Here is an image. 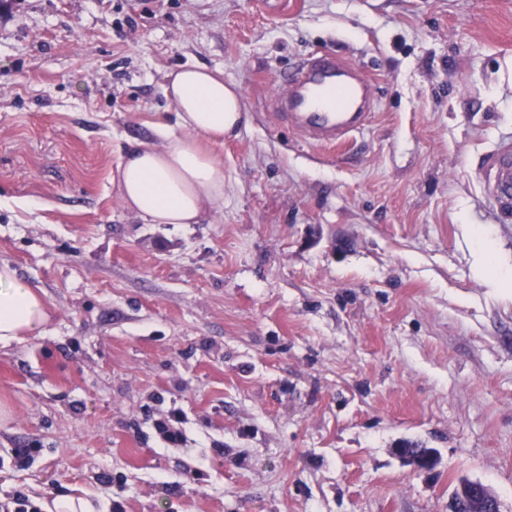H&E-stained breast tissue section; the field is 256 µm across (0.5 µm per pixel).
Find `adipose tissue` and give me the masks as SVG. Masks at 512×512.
I'll return each mask as SVG.
<instances>
[{
    "label": "adipose tissue",
    "instance_id": "adipose-tissue-1",
    "mask_svg": "<svg viewBox=\"0 0 512 512\" xmlns=\"http://www.w3.org/2000/svg\"><path fill=\"white\" fill-rule=\"evenodd\" d=\"M173 125L155 143L132 144L112 182L125 208L151 224H199L224 206V160L216 148L242 125L239 92L221 70L195 65L169 75ZM45 305L14 269L0 262V344L41 333Z\"/></svg>",
    "mask_w": 512,
    "mask_h": 512
}]
</instances>
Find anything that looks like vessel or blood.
<instances>
[{
	"instance_id": "vessel-or-blood-1",
	"label": "vessel or blood",
	"mask_w": 512,
	"mask_h": 512,
	"mask_svg": "<svg viewBox=\"0 0 512 512\" xmlns=\"http://www.w3.org/2000/svg\"><path fill=\"white\" fill-rule=\"evenodd\" d=\"M272 120L299 131L319 147L346 142L373 116L370 81L363 70L339 56L311 57L283 78ZM488 195L502 214L512 213V140L503 139L485 162Z\"/></svg>"
}]
</instances>
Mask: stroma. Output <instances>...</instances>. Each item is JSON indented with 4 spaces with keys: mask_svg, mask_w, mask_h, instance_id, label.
<instances>
[{
    "mask_svg": "<svg viewBox=\"0 0 512 512\" xmlns=\"http://www.w3.org/2000/svg\"><path fill=\"white\" fill-rule=\"evenodd\" d=\"M316 51L376 82L344 148L269 117ZM192 64L246 111L224 207L147 224L111 175ZM508 134L512 0H0V261L49 312L0 346V506L449 512L468 478L512 512V288L475 255L512 269ZM485 185L499 212L512 211V140L506 138L492 151L485 162Z\"/></svg>",
    "mask_w": 512,
    "mask_h": 512,
    "instance_id": "1",
    "label": "stroma"
}]
</instances>
